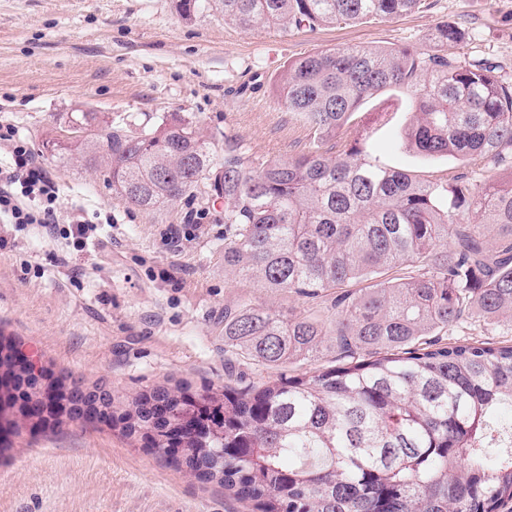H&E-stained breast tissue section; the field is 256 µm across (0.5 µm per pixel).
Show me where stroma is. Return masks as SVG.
<instances>
[{
	"instance_id": "35a3bbf8",
	"label": "stroma",
	"mask_w": 512,
	"mask_h": 512,
	"mask_svg": "<svg viewBox=\"0 0 512 512\" xmlns=\"http://www.w3.org/2000/svg\"><path fill=\"white\" fill-rule=\"evenodd\" d=\"M441 22L463 31L454 54L489 62L512 80V0H425L390 22L313 32L245 31L226 24L212 0L188 20L176 0H0V119L18 127L56 179L60 217L111 218L83 245L0 228V333L38 356L49 375L105 395L115 413L109 423L80 415L37 436H10L0 512H248L220 483L175 467L141 434H125L119 415L161 387H223L225 305H303L225 274L222 207L200 199L129 207L101 172L53 160L43 142L62 134L74 112L120 125L178 112L198 124L216 160L228 138L260 161L297 153L308 129L270 92L288 61L339 43L426 50ZM390 106L379 97L356 115L373 127L371 148L383 162L424 180L482 172L478 160L400 148L411 115ZM192 209L206 210L203 223H187Z\"/></svg>"
}]
</instances>
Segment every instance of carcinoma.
<instances>
[{"instance_id": "1", "label": "carcinoma", "mask_w": 512, "mask_h": 512, "mask_svg": "<svg viewBox=\"0 0 512 512\" xmlns=\"http://www.w3.org/2000/svg\"><path fill=\"white\" fill-rule=\"evenodd\" d=\"M224 22L315 31L392 21L422 0H216ZM338 44L300 56L272 93L300 116L309 147L257 162L224 146L214 161L177 112L115 126L70 117L80 134L53 157L103 169L112 193L155 210L200 192L224 200V271L270 291L331 300V317L224 307V351L276 378L194 396L156 389L127 413L154 451L218 480L253 512H500L512 503V177L422 180L391 167L370 137L336 144L385 91L413 114L402 146L428 158L512 169V83L450 49ZM496 234L497 246L486 237ZM7 398H66L13 353ZM334 357L312 375L288 368ZM497 457L489 468L485 459Z\"/></svg>"}]
</instances>
